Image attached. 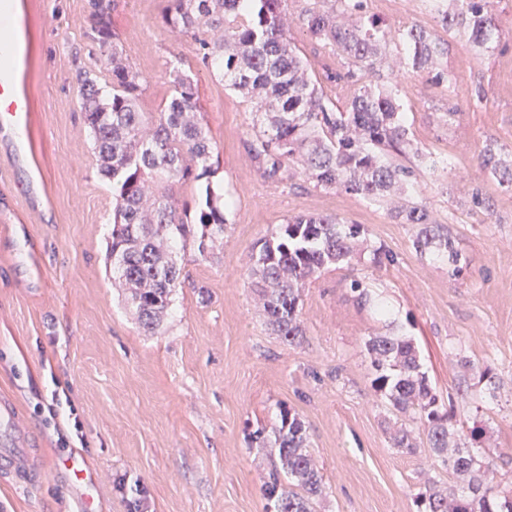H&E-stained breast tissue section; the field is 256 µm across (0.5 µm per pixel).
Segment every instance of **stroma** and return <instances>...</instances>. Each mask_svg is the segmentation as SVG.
<instances>
[{"label":"stroma","mask_w":512,"mask_h":512,"mask_svg":"<svg viewBox=\"0 0 512 512\" xmlns=\"http://www.w3.org/2000/svg\"><path fill=\"white\" fill-rule=\"evenodd\" d=\"M25 2L8 29L26 30L34 44L27 90L36 143L30 151L23 134L0 136V395L13 400L37 467L24 487L0 471V512H274L261 490L270 451L251 435L273 434L284 408L304 421L324 475L317 512H419V492L457 493L467 479L448 473L418 421L373 390L365 343L391 332L413 341L440 401L483 425L494 482L512 490V188L477 165L485 144L512 150V0L496 4L506 33L483 53L451 38L427 0L415 8L364 0L392 31L416 26L449 42L441 67L452 86L413 73L401 81L415 143L452 161L439 183L419 176L412 195L448 226L464 265L456 279L446 261L415 252L417 228L392 218L391 203L323 190L298 173L265 178L249 152L250 103L201 64L192 35L169 30L167 0H116L112 27L143 79L141 109L163 106L171 62L191 74L228 203L223 245L208 259L185 252L170 315L153 336L106 269L112 186L79 100L84 73L103 70L88 0ZM306 4H284L295 51L316 76L346 70L299 23ZM451 107L458 117L449 124ZM476 191L482 204L471 202ZM304 214L360 225L362 252L306 285L303 335L290 345L266 326L250 269L264 239ZM377 249L387 255L378 266ZM355 279L388 305L389 321L355 302ZM400 426L412 430L415 452L394 446ZM66 460L85 482L68 480Z\"/></svg>","instance_id":"stroma-1"}]
</instances>
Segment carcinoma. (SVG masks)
<instances>
[{
  "label": "carcinoma",
  "mask_w": 512,
  "mask_h": 512,
  "mask_svg": "<svg viewBox=\"0 0 512 512\" xmlns=\"http://www.w3.org/2000/svg\"><path fill=\"white\" fill-rule=\"evenodd\" d=\"M285 0H169L164 23L176 34H191L201 63L225 87L252 104L258 135L250 153L265 177L283 181L291 169L316 187H337L376 203L396 187L411 186L417 175L435 176L451 166L447 158L408 166L401 158L412 147V132L402 118L397 81H365L391 30L366 14L364 0L318 3L300 16L315 39L348 60V69L329 72L331 84L361 83L342 107L325 97L307 65L288 41L283 22ZM442 24L466 37L474 48L488 49L504 29L492 11L493 0H431ZM93 39L102 52L108 80L88 74L81 80L84 122L97 151L100 173L112 181L111 241L107 262L112 285L148 335L160 332L173 305L181 267L174 248L192 246L200 257L224 241L228 223L224 189L214 181V145L199 111L193 78L172 67V94L158 112L139 108L140 74L127 65L112 29L115 0H89ZM402 68L451 82L439 60L448 43L418 27L403 30L395 44ZM480 167L501 185L512 187V154L489 143L478 155ZM184 187L196 190L194 209L179 204ZM402 224H417L415 251L448 261V276L462 274L461 257L446 224H434L424 204L407 196L394 208ZM357 224L332 216L298 215L265 239L255 256L251 278L265 323L289 345L303 336L300 291L323 269L353 257ZM376 375L372 387L394 410L419 420L428 446L448 471L468 477L467 490L452 497L428 488L418 494L424 512H512V491L491 479L494 459L478 455L482 435L440 403L421 371L413 343L403 336H372L366 342ZM252 442L278 449L262 490L275 512H315L324 476L308 450L304 422L289 410L281 414L274 438L258 429Z\"/></svg>",
  "instance_id": "cac0c4a2"
}]
</instances>
